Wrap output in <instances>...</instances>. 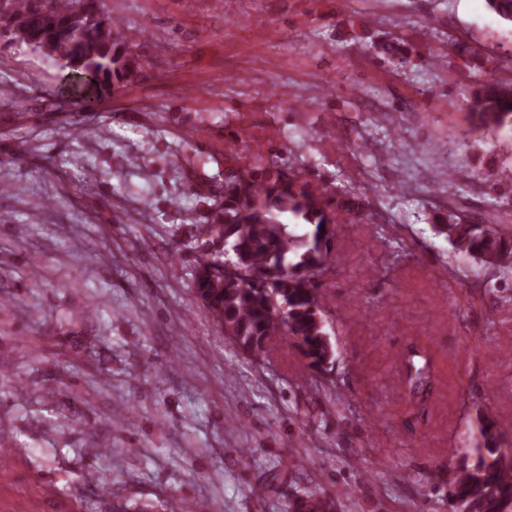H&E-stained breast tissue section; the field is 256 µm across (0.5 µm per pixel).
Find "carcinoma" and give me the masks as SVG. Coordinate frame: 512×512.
Returning <instances> with one entry per match:
<instances>
[{"mask_svg":"<svg viewBox=\"0 0 512 512\" xmlns=\"http://www.w3.org/2000/svg\"><path fill=\"white\" fill-rule=\"evenodd\" d=\"M501 19L512 22V0H486ZM0 25L11 31L12 42L24 43L53 57L69 70L68 100L85 95L87 86L110 92L134 77L138 65L96 0H0ZM469 113L476 122L461 132L459 141L477 133L512 126V84L492 78L477 80L470 93ZM342 210L372 221L361 194L342 189L332 194L323 184L274 161L257 158L239 169L216 196L199 235L209 246L227 243L244 274L274 271L263 278L237 282L224 278V260L199 259L193 273V293L219 329L233 331L234 343L246 354L266 352L271 337H288L308 361L322 371L334 352L325 331L320 290L314 287L327 265L336 212ZM504 216L490 213L476 220L456 216L438 225L456 257L475 259L500 276L512 277V235L498 230ZM286 305L284 315L272 301ZM411 352L405 359L404 395L416 396L430 385V371ZM481 441L463 451L452 450L448 462V501L451 512H505L512 503V459L493 418L486 414ZM289 512H336L330 495L308 491Z\"/></svg>","mask_w":512,"mask_h":512,"instance_id":"cac0c4a2","label":"carcinoma"}]
</instances>
